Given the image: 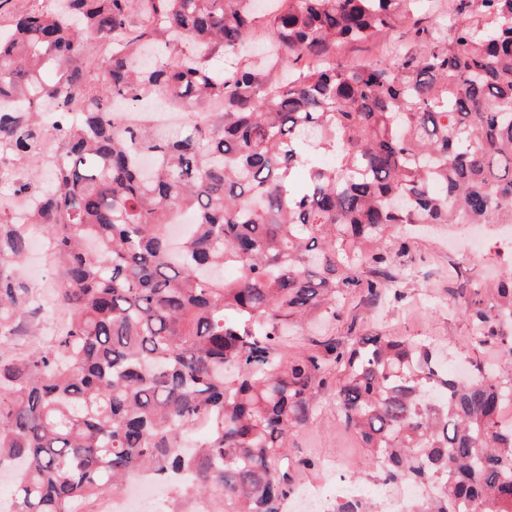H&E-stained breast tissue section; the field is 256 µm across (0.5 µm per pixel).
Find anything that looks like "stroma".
<instances>
[{"label": "stroma", "instance_id": "1", "mask_svg": "<svg viewBox=\"0 0 512 512\" xmlns=\"http://www.w3.org/2000/svg\"><path fill=\"white\" fill-rule=\"evenodd\" d=\"M483 247L474 250V240L459 237L449 240L444 227L421 228L410 234H399L398 242L406 248L411 270L404 282V295L382 308L348 299L342 318L320 327L300 330L294 336L293 348L310 345L319 335L361 336L377 328L392 336H406L437 345L442 352L457 351L468 365H489L498 359L491 348L464 344L472 332L468 318L448 307L451 291L479 283L490 285L505 265H512V255L500 256L499 239L491 232L481 234ZM314 423L294 433L291 438V474L295 483L312 486L324 478L323 470L305 468V459L325 462L341 456L357 463L356 475L368 485L377 484L380 474L372 469L367 452L355 436L339 423L336 405L328 392L317 398Z\"/></svg>", "mask_w": 512, "mask_h": 512}]
</instances>
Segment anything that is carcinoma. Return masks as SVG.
I'll return each instance as SVG.
<instances>
[{
	"instance_id": "obj_1",
	"label": "carcinoma",
	"mask_w": 512,
	"mask_h": 512,
	"mask_svg": "<svg viewBox=\"0 0 512 512\" xmlns=\"http://www.w3.org/2000/svg\"><path fill=\"white\" fill-rule=\"evenodd\" d=\"M284 2L260 55L258 0H56L0 30V165L62 147L54 185L21 187L67 312L51 343L0 358L13 512H79L141 473L173 488L170 512H284L291 436L328 388L384 480L440 487L415 512H512V268L458 293L502 353L494 375L450 377L379 331L281 351L349 294L402 296L400 226L512 224V0H452L432 27L416 0ZM402 29L388 63L338 56ZM149 97L198 118L129 128L110 110ZM75 98L78 122L46 119ZM29 233L0 215L1 346L36 315L16 275Z\"/></svg>"
}]
</instances>
